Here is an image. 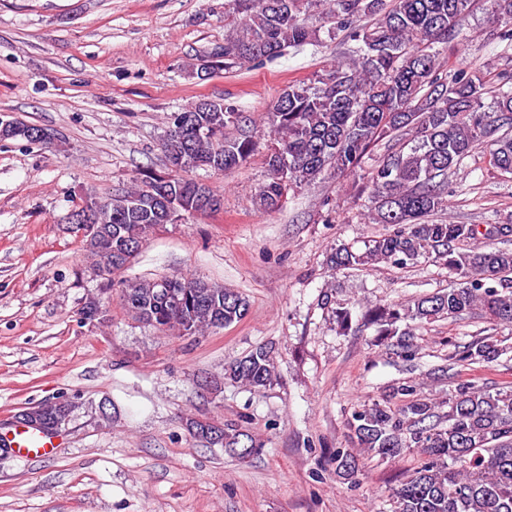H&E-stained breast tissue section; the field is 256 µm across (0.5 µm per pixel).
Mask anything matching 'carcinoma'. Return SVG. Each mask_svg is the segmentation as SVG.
<instances>
[{
    "instance_id": "carcinoma-1",
    "label": "carcinoma",
    "mask_w": 512,
    "mask_h": 512,
    "mask_svg": "<svg viewBox=\"0 0 512 512\" xmlns=\"http://www.w3.org/2000/svg\"><path fill=\"white\" fill-rule=\"evenodd\" d=\"M474 0H225L228 34L218 69L244 66L277 56L288 47L318 41L308 23L319 9L332 23L329 32L341 44H359L350 57L339 56L312 79L293 82L269 113V176L259 186L256 203L264 209L282 205L289 192L327 172L356 175L379 142L388 154L370 169L371 206L366 218L394 230L359 252L342 245L329 256L336 270L388 264L406 267L433 258L463 285L416 298L406 304H379L362 314L377 328V343L387 355L413 362L410 324L452 319L473 310L495 323L512 324V249L491 245L509 241L512 224H490L487 244L470 242L476 224L434 219L448 207V174L482 149L489 165L512 175V77L497 85L480 68L444 69L434 44L463 36L460 22ZM486 21L499 28L496 38L512 41V0H483ZM243 115L223 101L206 108L195 103L168 117L161 149L167 171L141 172L138 184L106 197L89 195L84 207L97 224L86 240L95 274L108 277L125 267L122 248L140 249L158 224H171L178 213L195 208L197 194H216L211 186L180 176L193 169L214 174L233 170L254 154L255 136L234 135ZM37 126L21 121L0 124L1 140H27ZM160 187L180 202L179 212L149 206ZM180 287L178 305L166 300L163 287ZM126 312L136 321L167 332L194 335L224 328L249 311L241 294L200 278L176 274L139 279L122 289ZM405 328H399V323ZM507 347L492 336L478 338L448 360L486 366L499 362ZM225 376L250 389L269 386L275 377L274 349L259 345L224 367ZM388 402L363 405L351 412L347 427L355 447L336 449L330 457L345 479L358 471V457L396 458L409 448L423 456L421 466L392 494L391 512H512V387L493 393L469 383L448 392V414L418 397L413 382L392 388ZM76 402L68 398L27 409L49 425L71 421ZM188 431L209 444L251 455L263 448L233 423L224 427L187 421Z\"/></svg>"
}]
</instances>
